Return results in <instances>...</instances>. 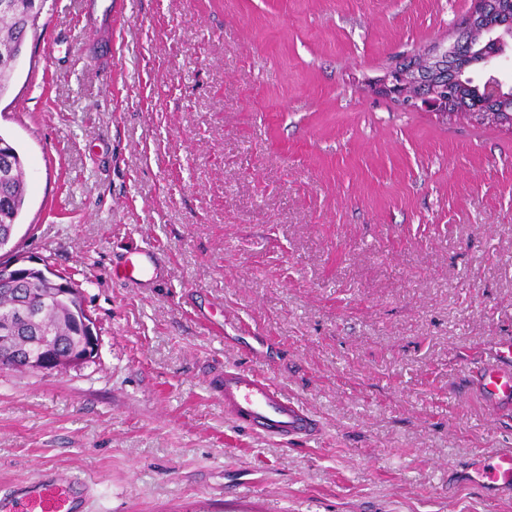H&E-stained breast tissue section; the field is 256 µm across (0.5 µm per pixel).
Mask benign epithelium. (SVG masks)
<instances>
[{"instance_id": "benign-epithelium-1", "label": "benign epithelium", "mask_w": 512, "mask_h": 512, "mask_svg": "<svg viewBox=\"0 0 512 512\" xmlns=\"http://www.w3.org/2000/svg\"><path fill=\"white\" fill-rule=\"evenodd\" d=\"M463 46L478 58L487 72V78L472 86L476 96L503 103L499 112H475L455 94L450 85L465 83L466 66L460 65L459 51ZM512 60V17L493 18L489 0H475L474 9L461 25L460 37L445 44L435 42L417 49L403 59L400 65L386 71L371 91L392 96L402 105L423 109L446 123L456 115H468L478 122L491 123L512 132V85L500 77L501 62ZM43 307L42 298L33 296L19 305L13 314L15 324L37 320ZM90 315L82 319L85 346L63 355L55 353L48 339L33 340L34 346L22 354L11 356L15 363L24 362L42 370H62L81 366L97 354L98 337Z\"/></svg>"}]
</instances>
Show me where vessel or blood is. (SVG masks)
Wrapping results in <instances>:
<instances>
[{
    "label": "vessel or blood",
    "mask_w": 512,
    "mask_h": 512,
    "mask_svg": "<svg viewBox=\"0 0 512 512\" xmlns=\"http://www.w3.org/2000/svg\"><path fill=\"white\" fill-rule=\"evenodd\" d=\"M477 392L493 406L512 404V338L500 340L491 357L474 362ZM224 412L239 425L270 437L308 438L319 426L312 414L280 387L251 370L224 369ZM475 482L488 491L512 493V448H490L468 463ZM75 480L59 472H40L26 485L0 497V512H83Z\"/></svg>",
    "instance_id": "obj_1"
}]
</instances>
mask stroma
I'll use <instances>...</instances> for the list:
<instances>
[{
    "label": "stroma",
    "mask_w": 512,
    "mask_h": 512,
    "mask_svg": "<svg viewBox=\"0 0 512 512\" xmlns=\"http://www.w3.org/2000/svg\"><path fill=\"white\" fill-rule=\"evenodd\" d=\"M472 7L42 0L0 95L28 173L0 260L74 279L98 350L0 369V492L52 470L87 512H512L463 474L512 448L469 365L512 336V134L370 90ZM228 365L320 433L234 423Z\"/></svg>",
    "instance_id": "stroma-1"
}]
</instances>
